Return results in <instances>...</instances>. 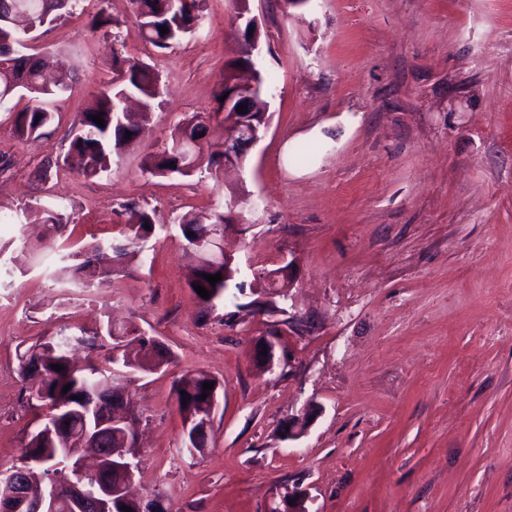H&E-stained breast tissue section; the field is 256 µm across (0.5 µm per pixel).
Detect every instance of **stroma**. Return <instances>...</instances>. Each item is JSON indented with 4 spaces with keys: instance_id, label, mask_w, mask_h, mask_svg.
<instances>
[{
    "instance_id": "1",
    "label": "stroma",
    "mask_w": 512,
    "mask_h": 512,
    "mask_svg": "<svg viewBox=\"0 0 512 512\" xmlns=\"http://www.w3.org/2000/svg\"><path fill=\"white\" fill-rule=\"evenodd\" d=\"M272 118L240 169L216 170L218 94L239 52L232 0H202L167 50L143 41L132 0H84L44 25L32 54H58L77 80L49 102L48 135L18 139L0 107V470L45 411L18 356L105 316L164 342L173 363L124 378L142 422L132 489L168 512H271L289 489L308 512H512V0H249ZM112 23L92 29L97 11ZM150 65L161 94L109 172L63 163L112 59ZM210 128L187 176L143 161L187 118ZM310 159L295 164L298 147ZM237 197L247 234L222 246L247 286L214 310L190 288L200 263L180 217ZM56 203L62 230L28 209ZM155 231L124 262L92 251L119 238L125 205ZM89 255V291L52 281L66 250ZM292 264L280 294L258 271ZM234 313L233 323L224 316ZM274 366L253 362L273 323ZM219 383L209 446L180 454L175 385ZM301 436L280 426L308 408Z\"/></svg>"
}]
</instances>
